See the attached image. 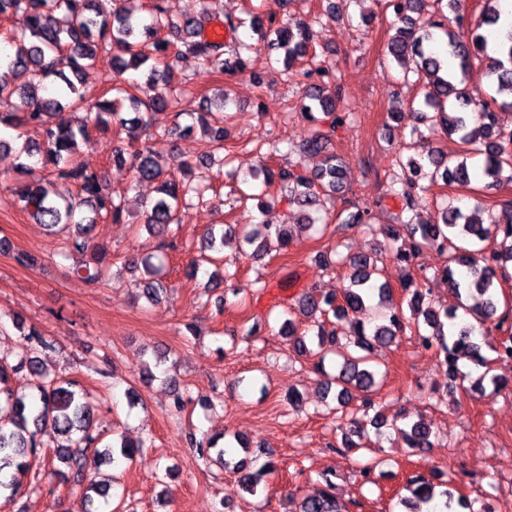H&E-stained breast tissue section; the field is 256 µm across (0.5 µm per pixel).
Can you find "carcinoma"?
Listing matches in <instances>:
<instances>
[{"instance_id":"1","label":"carcinoma","mask_w":512,"mask_h":512,"mask_svg":"<svg viewBox=\"0 0 512 512\" xmlns=\"http://www.w3.org/2000/svg\"><path fill=\"white\" fill-rule=\"evenodd\" d=\"M105 0H0V19L12 21V28L3 35L7 50L0 53V124L16 130L34 129L42 141L25 142L19 153L37 159L46 175L34 176L33 167L19 165V171L32 178L9 188L16 204L27 211L39 224L68 230L62 238L61 254L69 258L97 247L92 242V228L100 219L118 222L124 208L112 193L105 190L103 176L78 166L72 155L77 139L89 140L90 131L105 134L116 125L129 131L130 142L111 148L112 162L128 167L134 182H156L157 196L142 205L144 227L152 235L175 239L183 212L193 202H204L211 185L212 158L224 152V113L234 104L229 89L221 90L216 110L203 108L199 120L212 121L209 139L200 159L183 162L180 168L187 177L178 180L168 176L154 159L148 146L137 147L135 129L148 125V116L167 108L175 110L174 124L163 128L158 135L165 136L180 128L178 110L181 93L175 89L158 90V84L175 70V65L186 54L193 55L200 71L210 77L234 75L247 67L250 53L256 45L282 49L288 62L310 56L312 29L310 21L290 17L288 0H278L280 13L252 14L228 25L231 33L226 42H214L204 36V21L180 19L173 0H151L140 12L127 6L107 10ZM500 0H478L480 20L469 19L466 0H385L397 26L386 46V56L402 65L406 73L415 76L414 85H423V97L408 100L418 120L429 127H440L450 138H457L462 147V159L453 163L448 155L429 149L417 158L408 160V171L402 189L391 190L389 198L397 204L396 223L385 228L387 243L375 256L348 257V285L340 295L306 292L298 299L299 311L307 316H319L315 338L296 333L294 321L286 320L293 349L300 355L317 357L316 370L323 376L325 392L336 390L335 412L345 419L344 445L363 448L367 427L377 430L387 427L402 438L407 447L425 451L435 445L437 433L432 422L419 419L409 423L389 420L373 399L380 386L376 372L370 365V356L378 345L394 343L405 328L402 313L393 311L385 324L356 322L351 326L347 342L340 340V331L326 329L334 318L342 320L353 312L366 308V301L374 298L379 303L392 300V289L380 280L379 262L389 257L406 267L413 265L424 248L434 247L447 255V264L436 270L433 278L448 284L453 302L436 307L425 302L430 294L426 284L407 276L401 283L403 291L412 293L410 300L415 319L417 345L433 350L443 357L448 373V387L465 379L467 372L459 361L466 359L483 372L472 382L481 393L496 392L503 382L492 373L491 359L481 352L477 337L488 325L508 334V338L491 348L496 358L512 357V307H498V286L507 278V263H512V203L505 204L502 216H490L484 222L480 206L466 211L453 203L444 207L442 223L426 224L419 216L425 187L420 181L440 180L445 185L467 186L472 172L467 164L471 158L482 159L481 174L489 190L512 184V128L501 124L500 112L512 110V26L498 29ZM249 26L256 35L255 42H246L238 31ZM168 30L174 41L161 40L158 33ZM495 38L494 52L489 55L490 38ZM489 61V73L498 92L508 91L511 98L488 102L476 96L470 88L467 72L473 63ZM150 64L145 82L130 84L118 81L115 75ZM107 66L106 82L110 83L95 100L85 98L75 83L88 68ZM27 75V84L14 85L11 76ZM310 74L320 78V84L302 94L301 117L312 125L310 136L303 143L305 151L325 153L321 168L300 171L293 166L274 169L268 162L280 156V142L268 144L267 152L252 173L238 181L242 198L255 199L250 192L252 181L259 177L269 181L279 179L287 190L288 203L299 207L300 228L311 229L313 211H329L330 196L343 188L346 175L344 159L329 150L330 133L347 119L346 113L336 111V95L331 86L336 74L319 64ZM60 80L57 95L44 96L50 78ZM133 110L135 117L123 116L124 107ZM320 111L329 123V131L315 128ZM71 183L76 193L61 195L50 187ZM238 235L239 254L253 259L261 258L271 245L280 249L292 239V225L288 224H211L200 244V256L195 265L212 263L213 253L224 251L228 236ZM408 242L400 248L394 243L401 236ZM128 266L141 272V295L149 303L162 301L170 287L165 280L162 265L152 262L147 255L133 258ZM76 276L89 286L102 284L105 271L99 264H84L74 270ZM25 345L19 352H0V394H5L6 419H0V495L11 502L20 493L21 477L39 459L41 449L56 443L57 460L69 470L80 468L83 453L97 448L98 436L93 434L95 408L88 397L77 391L73 381L47 379L40 369L36 353L53 348V343L36 330L24 335ZM339 358L335 374L323 369L327 355ZM27 369L38 377L32 386V395L4 391L12 372ZM361 399L362 416L347 412L354 399ZM219 438L189 433V445L198 458L209 459L211 449ZM148 440L131 441L122 435L104 449V459L112 464L132 460L147 447ZM277 470L272 458L258 468L245 459L233 466L236 491L254 496L264 476ZM324 488L314 495L301 498L292 512H348L334 490L336 484L323 477ZM410 496L399 503L405 512H437L443 506L453 510V497L448 491L442 504L433 502L435 486L425 475L411 476L406 485Z\"/></svg>"}]
</instances>
